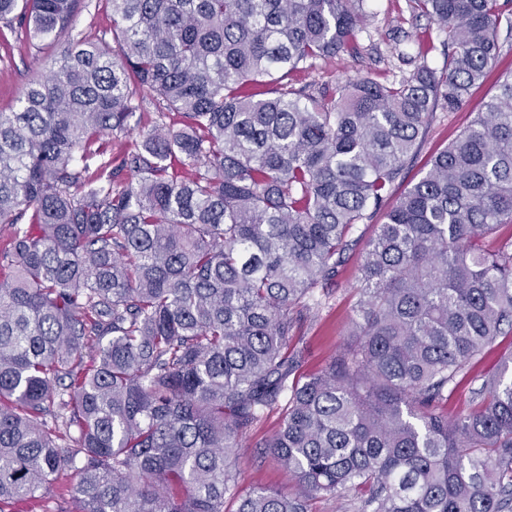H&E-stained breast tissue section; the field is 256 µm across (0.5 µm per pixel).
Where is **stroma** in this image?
Segmentation results:
<instances>
[{
  "label": "stroma",
  "instance_id": "stroma-1",
  "mask_svg": "<svg viewBox=\"0 0 512 512\" xmlns=\"http://www.w3.org/2000/svg\"><path fill=\"white\" fill-rule=\"evenodd\" d=\"M367 9L370 24L361 39L364 47L362 58L338 55L329 62L318 63L310 72L296 74V84L315 82L331 91L336 85L362 77L383 82L407 75L422 63L441 68L444 62L440 46L443 36L436 25L426 19H413L407 0H367ZM42 56V51L18 41L10 56L0 57V112L15 111L25 88L42 76L38 63ZM494 92V83L489 80L472 90L468 102L460 110L436 111L417 157L406 171V181H417L426 172L431 155L454 139L469 124L474 112L480 110L483 101ZM359 263V252H352L338 277L335 292L323 299L316 316L302 325L300 335L304 357L300 375L309 376L322 371L346 342L355 317L352 286L356 282ZM511 356L512 339H498L495 345L484 351L466 378L451 388L447 400L440 405L441 411L451 417L468 412L482 376L498 369ZM279 423V413L263 416L252 427L245 448L238 450L235 467L242 490L293 486L294 481L288 471L271 459L262 457L259 449L260 443L277 431Z\"/></svg>",
  "mask_w": 512,
  "mask_h": 512
}]
</instances>
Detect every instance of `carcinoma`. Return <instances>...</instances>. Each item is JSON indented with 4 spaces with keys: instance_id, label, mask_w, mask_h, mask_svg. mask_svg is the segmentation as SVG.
<instances>
[{
    "instance_id": "1",
    "label": "carcinoma",
    "mask_w": 512,
    "mask_h": 512,
    "mask_svg": "<svg viewBox=\"0 0 512 512\" xmlns=\"http://www.w3.org/2000/svg\"><path fill=\"white\" fill-rule=\"evenodd\" d=\"M106 2L111 47L74 32L87 0H0L1 27L57 45L0 112V512L54 489L65 512H224L231 456L274 409L262 447L297 489L236 512L353 487L358 512H512V366L439 410L512 336V240L486 245L512 225V67L397 192L434 110L498 67L505 4L407 0L444 67L328 94L291 74L361 54L363 0ZM148 93L155 125L92 166ZM379 213L357 342L301 383L297 326ZM512 340L510 337L499 338L495 345L486 349L479 360L459 384L448 392V400L440 405V410L455 417L466 413L478 401L475 392L482 382L481 378L487 372L498 369L502 362L511 356ZM474 400V402H473Z\"/></svg>"
}]
</instances>
